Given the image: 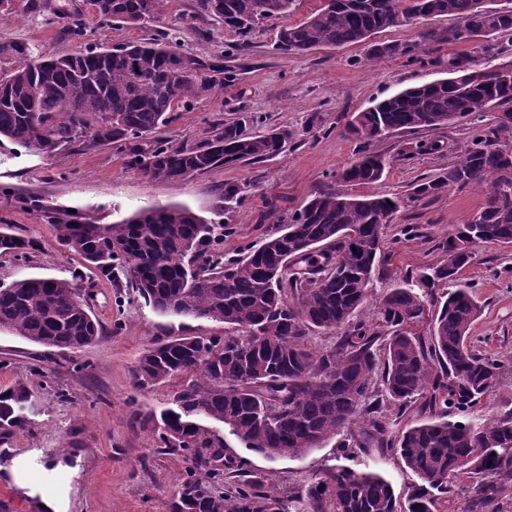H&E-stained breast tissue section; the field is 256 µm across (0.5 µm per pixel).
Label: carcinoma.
Masks as SVG:
<instances>
[{"instance_id":"carcinoma-1","label":"carcinoma","mask_w":512,"mask_h":512,"mask_svg":"<svg viewBox=\"0 0 512 512\" xmlns=\"http://www.w3.org/2000/svg\"><path fill=\"white\" fill-rule=\"evenodd\" d=\"M165 0H92L106 22L153 21ZM489 0H333L299 24H285L279 49L307 53L367 41L399 25L401 15L449 16L448 41L470 39L467 29L490 37L512 32V9ZM294 0H198L200 12L239 35L227 55L245 50L260 23L286 19ZM181 46L150 38L116 48L89 45L48 57L23 41H0V141L50 157L78 145L92 149L124 142L128 164L150 178L177 182L239 162L263 161L288 143L286 130L264 134L246 122L216 127L206 139L172 147L155 137L149 150L135 142L155 135L188 102L224 91L236 70L224 62L196 72L178 61ZM451 78L421 82L354 116L349 133L367 141L395 132L450 128L482 121L497 111V130L512 131V63L474 70L455 57ZM386 160L366 153L343 169V188L316 191L290 222L250 247L224 257V225L186 207L140 211L117 224L53 213L57 242L105 277L122 272L134 292L157 311L224 324V336H179L153 343L140 356L138 385L149 389L179 379L171 407L153 420L164 448L181 451L212 478L237 467L224 439L203 424H223L248 450L270 459L303 456L348 431L359 411L382 402L396 416L417 420L395 428L369 419L344 447L386 449L412 476L408 512H436L457 496L467 512H502L512 492V409L488 423L465 419L506 374L512 359L473 348L470 331L482 313L471 285L459 282L474 263L472 243L512 247V147L485 132L448 171L414 189L439 198L450 186H485V202L442 243L443 259L384 295L370 320L354 317L367 299L376 267L385 259L384 228L400 210L389 197L355 195L353 185L379 181ZM32 243L0 224V253L25 254ZM455 285L432 317L429 334L409 327L424 313L433 289ZM65 278L27 276L0 285V328L32 343L80 348L98 340L100 325L76 302ZM312 331L336 334L333 346L313 350ZM31 393L22 383L0 392V440L28 424ZM397 512L391 483L380 474L345 464L285 498L256 474L218 493L189 474L170 512Z\"/></svg>"}]
</instances>
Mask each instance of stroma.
Returning <instances> with one entry per match:
<instances>
[{"mask_svg": "<svg viewBox=\"0 0 512 512\" xmlns=\"http://www.w3.org/2000/svg\"><path fill=\"white\" fill-rule=\"evenodd\" d=\"M78 12L90 33L73 38L58 8ZM454 18H413L377 31V42L408 47V54L368 57L364 43L286 54L276 47L278 21L261 24L243 54L228 58L238 76L223 93L179 108L160 137L173 144L206 137L217 124L250 118V131L285 128L284 151L261 163L220 167L181 182L152 179L127 163L116 146L90 150L73 147L47 158L34 151L0 144V224L34 242L27 256L0 254V283L24 276L71 278L82 272L78 287L97 317L99 340L79 350L34 344L0 330V391L25 383L34 394V411L25 431L0 444V512H40L43 497L53 496L60 512H168V504L190 463L184 454L159 446L144 421L169 408L172 383L140 389L134 370L145 349L159 338L224 333L223 324L157 312L135 296L123 275L108 278L85 271L81 258L59 246L51 219L37 215L28 202L92 216L114 224L158 205H184L224 225V253L244 255L246 248L274 231L267 213L276 208L287 218L318 190H336L338 172L363 151L384 155L387 168L376 183L353 186L356 194L400 197L404 205L386 225L389 260L373 282L372 298L359 308L371 318L375 301L408 275L435 266L441 242L484 202V189L473 184L449 188L440 199L414 198L424 179L447 171L471 143L472 129L453 128L394 133L364 143L348 135L353 116L374 102L422 80L449 77V58L467 56L475 67L492 69L512 62V35L451 44L441 32ZM166 35L201 62L214 60L238 36L219 19L201 14L197 0H166L158 22L106 24L91 0H18L0 11V41L21 39L49 54L84 49L86 41L107 47ZM243 190L239 203L224 205L225 183ZM418 227L407 233V225ZM475 261L461 273L475 283L483 312L473 324L475 348L503 358L512 356V247L474 246ZM230 454L244 460L243 472L268 475L277 490L291 495L315 481L329 466L349 462L388 479L398 500H405L410 476L397 456L364 448L346 458L339 439L296 458L269 460L253 453L212 423ZM243 472L224 475L234 486Z\"/></svg>", "mask_w": 512, "mask_h": 512, "instance_id": "stroma-1", "label": "stroma"}]
</instances>
